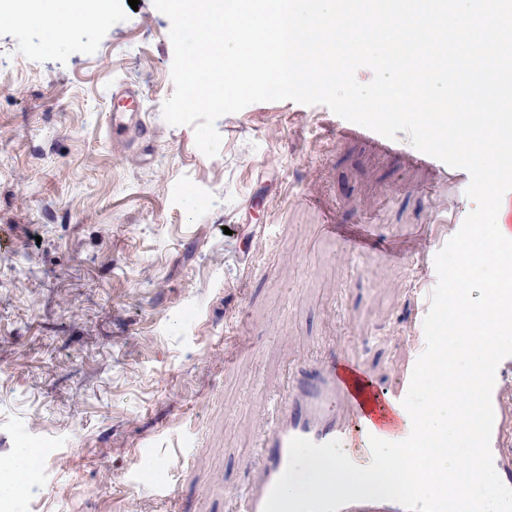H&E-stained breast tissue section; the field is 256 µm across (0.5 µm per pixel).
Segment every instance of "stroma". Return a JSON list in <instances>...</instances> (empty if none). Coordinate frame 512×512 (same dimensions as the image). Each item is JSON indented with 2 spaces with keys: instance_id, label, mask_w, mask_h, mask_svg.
I'll return each mask as SVG.
<instances>
[{
  "instance_id": "1",
  "label": "stroma",
  "mask_w": 512,
  "mask_h": 512,
  "mask_svg": "<svg viewBox=\"0 0 512 512\" xmlns=\"http://www.w3.org/2000/svg\"><path fill=\"white\" fill-rule=\"evenodd\" d=\"M170 27L153 0H112L51 47L0 18V460L38 457L13 512H224L288 349L369 336L376 380L396 384L395 336L474 207L467 171L402 131L388 152L343 137L323 105L222 116L206 156L162 116ZM118 86L151 128L144 158L108 138Z\"/></svg>"
}]
</instances>
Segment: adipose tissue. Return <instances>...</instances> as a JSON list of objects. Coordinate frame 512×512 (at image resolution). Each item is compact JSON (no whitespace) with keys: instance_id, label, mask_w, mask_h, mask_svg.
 Returning <instances> with one entry per match:
<instances>
[{"instance_id":"obj_1","label":"adipose tissue","mask_w":512,"mask_h":512,"mask_svg":"<svg viewBox=\"0 0 512 512\" xmlns=\"http://www.w3.org/2000/svg\"><path fill=\"white\" fill-rule=\"evenodd\" d=\"M110 12L111 0H88L70 13L60 10L59 0H0V16L18 22L42 23L46 43L50 46L86 27L102 24Z\"/></svg>"}]
</instances>
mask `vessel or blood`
Returning a JSON list of instances; mask_svg holds the SVG:
<instances>
[{"mask_svg": "<svg viewBox=\"0 0 512 512\" xmlns=\"http://www.w3.org/2000/svg\"><path fill=\"white\" fill-rule=\"evenodd\" d=\"M108 132L113 142L140 153L150 132L135 112H112ZM407 346L402 363L394 372L410 376L425 339L416 324L405 331ZM365 345L337 347L335 339L313 346L284 360L277 384L269 389L264 404L252 423L251 452L243 461V491L225 492V512H263L267 497L289 458V441L294 437L317 444L339 440L358 445L352 460L365 465L370 455V437L391 442L403 440V433L377 426L361 428L366 415L363 400L354 389L360 380L375 402L376 413L391 412L401 402L399 392L378 388L365 359ZM494 424L491 451L501 481L512 486V357L503 359L496 373L492 393ZM339 512H406L393 501H360Z\"/></svg>", "mask_w": 512, "mask_h": 512, "instance_id": "vessel-or-blood-1", "label": "vessel or blood"}]
</instances>
